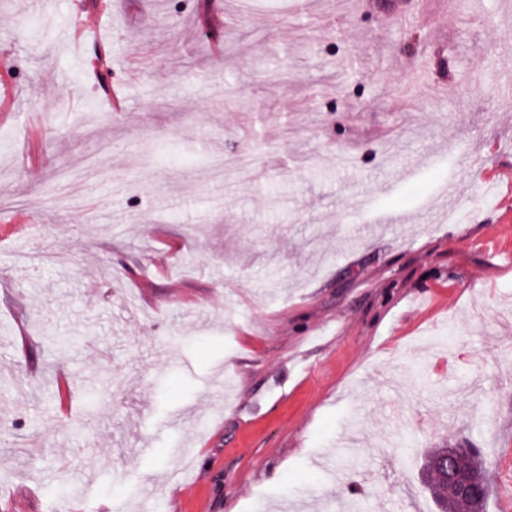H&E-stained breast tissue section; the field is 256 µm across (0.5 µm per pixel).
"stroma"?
Returning <instances> with one entry per match:
<instances>
[{"label": "stroma", "mask_w": 512, "mask_h": 512, "mask_svg": "<svg viewBox=\"0 0 512 512\" xmlns=\"http://www.w3.org/2000/svg\"><path fill=\"white\" fill-rule=\"evenodd\" d=\"M501 2L0 0V512H436L445 446L505 512Z\"/></svg>", "instance_id": "1"}]
</instances>
